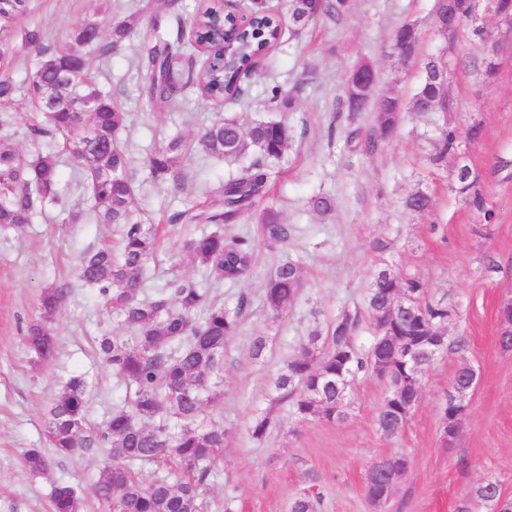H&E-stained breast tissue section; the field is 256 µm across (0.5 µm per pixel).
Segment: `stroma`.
<instances>
[{"label":"stroma","instance_id":"35a3bbf8","mask_svg":"<svg viewBox=\"0 0 512 512\" xmlns=\"http://www.w3.org/2000/svg\"><path fill=\"white\" fill-rule=\"evenodd\" d=\"M142 0H28L27 14L0 19V75L16 86L0 113L16 117L0 139L23 153L36 151L27 125L34 111L26 82L39 59L26 47L22 28L39 24L41 48L70 45L72 29L86 17L132 19L135 37L147 31L151 17L168 13L167 0H153L139 12ZM282 18V38L256 70L245 76L237 98L215 104L198 91L175 103L151 101L144 73L132 62L133 47L114 53L101 64L94 48H84L99 88L111 92L127 112L130 126L121 133L129 158L128 174L136 193V214L159 225L156 257L145 271V294H154L173 275L195 282L203 277L185 257L186 226L180 214L211 198L239 163L217 158L184 160L183 190L145 183L143 159L160 142L182 134L195 136L215 120L233 117L241 123L286 120L295 132L293 148L276 161L279 179L266 188L265 203L283 223L294 225L292 239L270 249L258 246L253 272L238 285H217L228 307L240 295L250 304L241 331L224 349V386L206 407L208 416L226 431L224 465L211 484L216 502H230L233 512H288L291 500L318 491L321 512H492L467 502L466 495L485 480L496 481L503 500H512V351L501 349L502 304L512 298V178L497 172L499 162L512 163V29L499 24L486 4L477 19L466 22L455 37L437 31L436 0H353L340 22L321 21L297 31L286 0H265ZM403 22L419 33L416 58L402 62L392 52L390 34ZM482 27L501 43L500 68L494 81L468 68L481 58L482 42L473 27ZM447 55V111L417 112L410 105L430 57ZM378 74L372 98L399 96L404 104L399 129L386 146L372 154L354 152L349 131L374 125V111L347 112L341 102L345 80L359 62ZM294 92L292 107L270 99L273 86ZM480 122L482 136L466 147L487 200L498 213L496 224L479 228L472 209L450 189L449 166L432 164V142L441 124L463 127ZM417 190L432 195L431 213L406 210L405 197ZM333 198L327 215L313 212V196ZM89 198L69 193L66 206L48 205L46 214L24 231L0 227V512H51L54 481L89 491L106 456L94 448L53 460L48 475L34 476L21 462L27 448H47L46 408L73 375L88 383L91 424L105 423L124 405L126 388L94 350L97 338L120 332V319L98 289L78 278V259L85 252L114 243L112 225L87 217ZM392 241L378 253L376 240ZM499 269L485 270L487 257ZM290 260L302 267V291L282 317H273L262 302V285L275 267ZM388 264L395 274L422 280L429 297L447 303L449 338L464 337L463 354L439 355L420 376L421 399L397 439H385L376 414L387 386L377 376L359 375L343 419L295 420L288 406L276 403L273 380L306 337L314 322H329L345 310L362 307L373 271ZM66 282L72 287L59 309L54 328L56 353L39 361L26 346L27 326L38 313L44 288ZM267 339L261 359L250 356L253 337ZM478 373L466 400V411L452 444L441 441V415L461 362ZM266 413L271 428L263 441L248 433L255 415ZM404 449L410 468L398 482L387 507H372L365 496L371 463L394 449Z\"/></svg>","mask_w":512,"mask_h":512}]
</instances>
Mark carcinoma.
Returning <instances> with one entry per match:
<instances>
[{
  "mask_svg": "<svg viewBox=\"0 0 512 512\" xmlns=\"http://www.w3.org/2000/svg\"><path fill=\"white\" fill-rule=\"evenodd\" d=\"M350 0H291L290 15L303 28L322 19L339 22L348 13ZM217 4L209 2L195 13L191 27L199 37L214 43L211 56L195 68L190 58L174 48L162 33L163 20L152 18L150 33L138 43L134 60L150 78L151 100H177L189 86L205 99L222 103L237 96L241 72L253 59L274 47L281 30L270 21L261 0L253 3V23L229 50L234 63L224 64L220 44L224 29L218 21ZM109 35L95 17L83 19L74 28L75 44L98 45V53L108 57L131 38L133 26L127 21L109 25ZM22 42L38 49L37 69L27 82L29 99L36 103L41 122L31 125L38 136L58 139L62 149L80 164V182L93 201L95 219L102 224L121 226L117 248L101 247L85 252L79 259L80 280L98 288L119 312L127 336H103L98 341L102 359L112 365L119 380L132 389L126 407L112 413L102 426L87 422L88 392L83 376H73L47 410V441L59 458L93 447L106 452L108 462L92 483L89 494L65 482L52 486V512H84L86 496H91L107 512H209L210 485L221 464L224 426L204 416L208 398L217 394L224 365V349L240 332L241 316L249 305L242 295L235 308L224 306L208 288L180 276L170 278L155 296H143L142 274L154 256L159 231L134 217L135 188L128 177V160L119 141L128 113L104 94L88 75L84 57L69 47L50 54L41 50L39 27L20 32ZM419 40L414 26L403 23L392 35V46L402 54ZM446 85L436 74L421 80L411 104L423 101L444 106ZM370 89L346 90L345 105L350 112L366 108ZM73 103L86 106L84 112L70 111ZM376 124L361 137L360 150L372 153L388 143L400 120L402 103L397 96H384L374 103ZM463 131L444 125L434 144L436 164L459 151ZM294 141L293 130L283 121L268 120L243 126L235 119L216 121L196 138L174 136L151 149L144 160L150 182L182 189L185 173L180 167L184 155L237 161L253 147L265 159H279ZM271 171L255 161L237 176L224 181L214 199L194 205L182 215L196 226V233L184 242L190 263L212 282L238 283L253 266V244L247 235H229V226L254 211L263 200ZM61 172L56 151H39L25 156L0 141V226L17 230L41 214L46 203H63L59 185ZM451 190L462 198L490 226L498 214L490 206L474 169L467 165L453 180ZM433 198L416 191L404 199V207L424 214L434 208ZM293 228L279 221L269 207L261 211L258 234L269 247L288 242ZM301 287L300 267L291 261L278 264L265 281L263 297L274 317L287 313ZM68 286L44 290L38 318L28 328V346L38 358L50 360L56 350L52 320L66 301ZM428 289L413 277L386 276L378 268L371 276L364 310L346 311L330 325H315L299 343L273 381L276 401L291 406L300 420L309 417L334 422L345 415L348 398L336 391V375L350 383L359 372L388 374L391 386L404 388L409 374L405 355L422 345L437 329L447 324L448 305L425 300ZM421 302L419 318L398 310L405 297ZM371 331V345L359 349L358 333ZM409 419L401 404H382L376 415L380 433L396 437ZM269 415L251 421L248 433L256 440L266 437ZM174 465L146 482L139 469L145 464ZM24 468L33 475H45L50 461L39 448L22 455ZM410 466L409 457L394 452L376 459L366 481L378 472L392 477L385 493H390ZM467 497L489 503L498 512H512V501L502 502L499 487L488 483L475 486ZM321 496L301 495L289 505V512H320Z\"/></svg>",
  "mask_w": 512,
  "mask_h": 512,
  "instance_id": "carcinoma-1",
  "label": "carcinoma"
}]
</instances>
